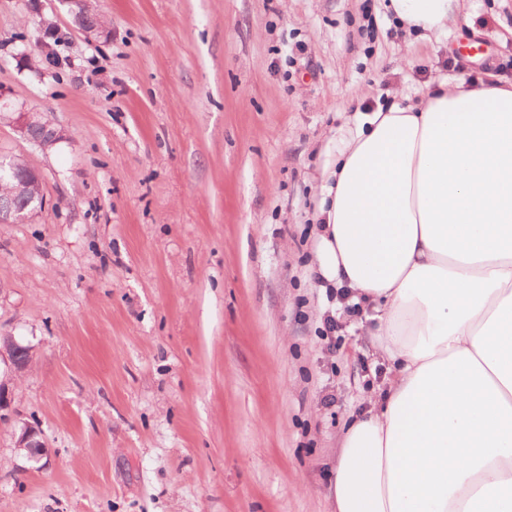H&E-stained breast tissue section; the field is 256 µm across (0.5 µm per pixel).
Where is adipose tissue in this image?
Wrapping results in <instances>:
<instances>
[{"mask_svg": "<svg viewBox=\"0 0 512 512\" xmlns=\"http://www.w3.org/2000/svg\"><path fill=\"white\" fill-rule=\"evenodd\" d=\"M457 2L388 9L429 39ZM324 190L317 273L377 311L392 374L344 433L336 512H512V84L357 113Z\"/></svg>", "mask_w": 512, "mask_h": 512, "instance_id": "adipose-tissue-1", "label": "adipose tissue"}]
</instances>
